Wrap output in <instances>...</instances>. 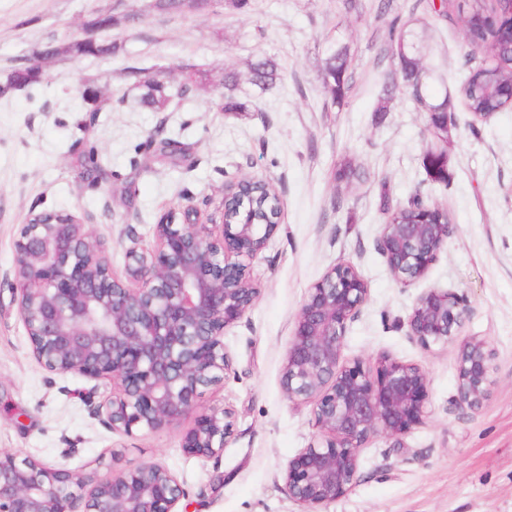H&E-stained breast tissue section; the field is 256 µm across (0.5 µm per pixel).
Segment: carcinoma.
Wrapping results in <instances>:
<instances>
[{"label": "carcinoma", "mask_w": 512, "mask_h": 512, "mask_svg": "<svg viewBox=\"0 0 512 512\" xmlns=\"http://www.w3.org/2000/svg\"><path fill=\"white\" fill-rule=\"evenodd\" d=\"M148 7L159 13L182 12L191 8L187 0H149ZM457 12L463 15L464 29L469 40H478L485 48L489 63L469 73L466 83L465 108L475 117L494 115L505 110L512 104L507 97L512 87V43L502 39L495 29L493 20L505 19L512 15V0H468L467 5H457ZM386 39L391 55L398 60L399 70L396 73L385 71L381 74L382 95L376 111H386V103L392 98L398 87L409 91L414 101L426 112H446L450 110L448 98L434 100L428 97L426 90V55L424 46L418 36L404 27L392 23ZM118 44L108 39L87 41L74 38L64 45L46 44L39 52V57L50 61L60 56L103 57L116 52ZM350 58L347 50L338 49L330 54L324 63L323 85L332 100L339 105L350 90L348 71ZM182 80L176 90H170L167 82L162 79L148 77L137 79L139 69L128 67L124 75L136 79L139 90V103L152 112H166L174 96L185 97L193 90L202 87L208 76L187 64L181 67ZM43 80V69L39 64H29L13 68L0 84V97L17 90H29L39 86ZM247 80L259 90L274 87L281 81L278 63L271 58H262L247 64ZM81 98L92 112L111 111L110 99L102 89L93 85L78 88ZM423 169L427 177L436 183H448V154L441 148H428L422 159ZM424 201L413 195L406 203L396 207L383 204L387 214L386 223L401 224L416 218L415 209ZM254 206L258 214L277 221L280 212L279 201L275 193L265 199L260 194L254 198H244L243 206Z\"/></svg>", "instance_id": "1"}]
</instances>
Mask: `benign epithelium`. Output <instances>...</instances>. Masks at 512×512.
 Listing matches in <instances>:
<instances>
[{
  "label": "benign epithelium",
  "instance_id": "benign-epithelium-1",
  "mask_svg": "<svg viewBox=\"0 0 512 512\" xmlns=\"http://www.w3.org/2000/svg\"><path fill=\"white\" fill-rule=\"evenodd\" d=\"M163 216L157 247L127 250L136 288L116 278L91 225L68 213H33L14 241V295L37 362L56 373L112 382L95 411L112 431L155 432L195 414L182 435L191 457L218 458L232 436L233 413L197 410L202 389L231 370L224 332L254 306L259 288L250 262L278 229L250 210L238 220L200 224ZM425 217L384 224L379 250L394 278H423L454 227ZM369 288L357 268L339 262L310 286L297 312L282 366L288 400L311 407L316 442L290 458L285 489L300 512L323 507L357 483L361 448L400 438L429 417L430 378L418 363L388 354L346 360L349 325ZM464 301L440 288L422 292L407 317L408 334L425 350L457 344L455 403L476 412L494 383V351L481 336L459 338ZM185 491L163 465L149 462L99 476L0 453V512H178Z\"/></svg>",
  "mask_w": 512,
  "mask_h": 512
}]
</instances>
